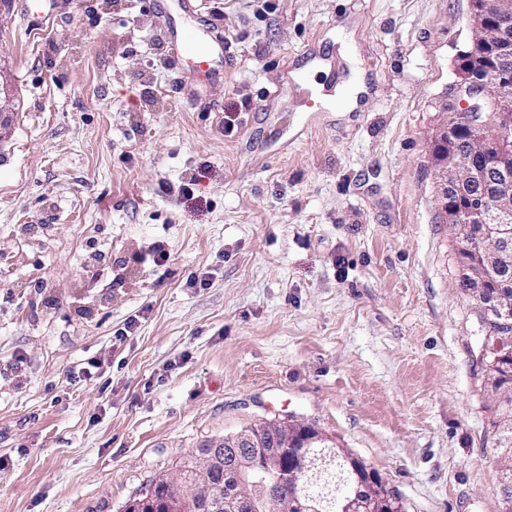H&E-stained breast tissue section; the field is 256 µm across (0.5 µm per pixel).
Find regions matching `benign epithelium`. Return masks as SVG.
<instances>
[{"instance_id": "7a95c632", "label": "benign epithelium", "mask_w": 512, "mask_h": 512, "mask_svg": "<svg viewBox=\"0 0 512 512\" xmlns=\"http://www.w3.org/2000/svg\"><path fill=\"white\" fill-rule=\"evenodd\" d=\"M472 44L458 60L461 88L432 132L436 201L453 231L459 280L480 328L496 326L481 348L480 388L490 401L498 447V491L512 512V0H469ZM208 448L224 449V512H319L303 478L325 448L343 461L352 485L336 512H405L402 499L349 449L297 419L260 422ZM194 487L208 495L211 454L199 456ZM293 487L288 500L265 492L272 480Z\"/></svg>"}]
</instances>
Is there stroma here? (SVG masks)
Here are the masks:
<instances>
[{
	"label": "stroma",
	"instance_id": "obj_1",
	"mask_svg": "<svg viewBox=\"0 0 512 512\" xmlns=\"http://www.w3.org/2000/svg\"><path fill=\"white\" fill-rule=\"evenodd\" d=\"M25 2L0 14V512H124L203 443L288 417L405 512H502L431 169L468 0H223L202 87L148 0L37 23ZM154 244L165 266L133 263Z\"/></svg>",
	"mask_w": 512,
	"mask_h": 512
}]
</instances>
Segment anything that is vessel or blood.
I'll return each instance as SVG.
<instances>
[{"label":"vessel or blood","instance_id":"1","mask_svg":"<svg viewBox=\"0 0 512 512\" xmlns=\"http://www.w3.org/2000/svg\"><path fill=\"white\" fill-rule=\"evenodd\" d=\"M163 35L178 68L203 80L214 79L224 69L225 44L213 24L199 26L170 19Z\"/></svg>","mask_w":512,"mask_h":512}]
</instances>
